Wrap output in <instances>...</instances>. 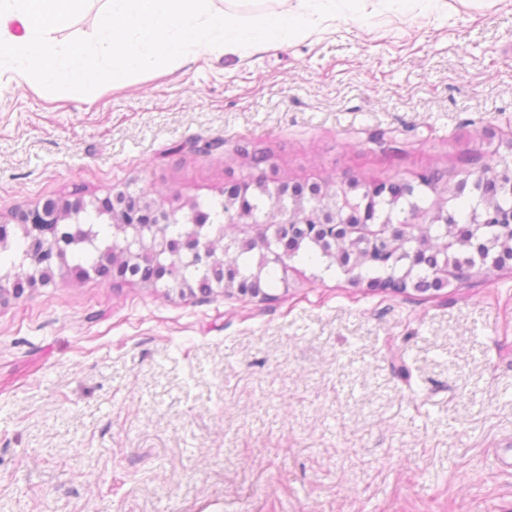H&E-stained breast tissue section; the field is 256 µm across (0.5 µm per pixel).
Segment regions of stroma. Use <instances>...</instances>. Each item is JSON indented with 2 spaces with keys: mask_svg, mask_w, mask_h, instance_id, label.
I'll return each instance as SVG.
<instances>
[{
  "mask_svg": "<svg viewBox=\"0 0 512 512\" xmlns=\"http://www.w3.org/2000/svg\"><path fill=\"white\" fill-rule=\"evenodd\" d=\"M511 132L512 0H364L92 98L0 82V224L75 193L413 182ZM286 266L268 300L92 273L1 303L0 512H512V264L427 293Z\"/></svg>",
  "mask_w": 512,
  "mask_h": 512,
  "instance_id": "1",
  "label": "stroma"
}]
</instances>
